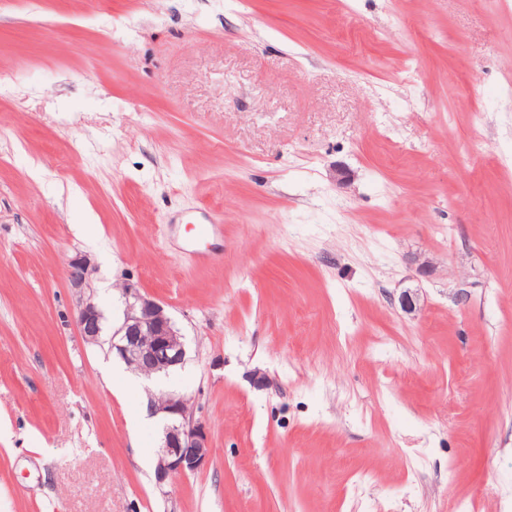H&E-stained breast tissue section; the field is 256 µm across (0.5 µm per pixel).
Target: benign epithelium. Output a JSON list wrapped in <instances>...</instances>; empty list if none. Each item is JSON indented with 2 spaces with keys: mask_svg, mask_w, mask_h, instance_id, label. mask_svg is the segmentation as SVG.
Returning a JSON list of instances; mask_svg holds the SVG:
<instances>
[{
  "mask_svg": "<svg viewBox=\"0 0 512 512\" xmlns=\"http://www.w3.org/2000/svg\"><path fill=\"white\" fill-rule=\"evenodd\" d=\"M87 271L86 260H71L67 269L71 284L82 287ZM122 297L123 320L112 330L111 337L116 355L147 378L183 364L185 344L164 306L129 285L122 288ZM77 324L81 335L90 342L103 336L104 315L90 301L79 308ZM149 411L162 422L155 469L157 482L162 483L174 474L193 473L207 464L208 434L204 424L194 418L186 399L161 394L151 399Z\"/></svg>",
  "mask_w": 512,
  "mask_h": 512,
  "instance_id": "7a95c632",
  "label": "benign epithelium"
}]
</instances>
